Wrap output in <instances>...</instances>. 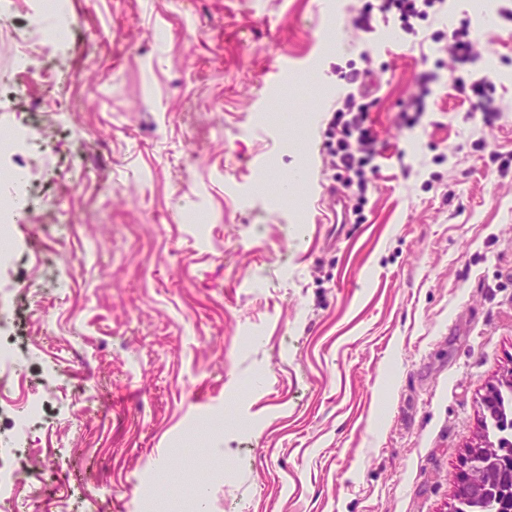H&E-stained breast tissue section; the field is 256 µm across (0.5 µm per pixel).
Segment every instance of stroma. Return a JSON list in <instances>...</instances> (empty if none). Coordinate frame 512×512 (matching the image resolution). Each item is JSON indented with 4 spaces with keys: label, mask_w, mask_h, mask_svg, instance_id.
Masks as SVG:
<instances>
[{
    "label": "stroma",
    "mask_w": 512,
    "mask_h": 512,
    "mask_svg": "<svg viewBox=\"0 0 512 512\" xmlns=\"http://www.w3.org/2000/svg\"><path fill=\"white\" fill-rule=\"evenodd\" d=\"M447 3L411 36L380 0H67L54 78L16 97L37 3L12 0L0 132L53 134L0 158L31 176L0 320L31 340L17 384L62 392L28 512L154 494L170 512H452L482 399L512 375V0L490 24ZM461 26L477 60L459 70ZM365 68L378 170L339 229L315 218L338 183L326 130L341 73ZM457 73L491 82L492 121ZM88 141L103 160L79 177Z\"/></svg>",
    "instance_id": "stroma-1"
}]
</instances>
